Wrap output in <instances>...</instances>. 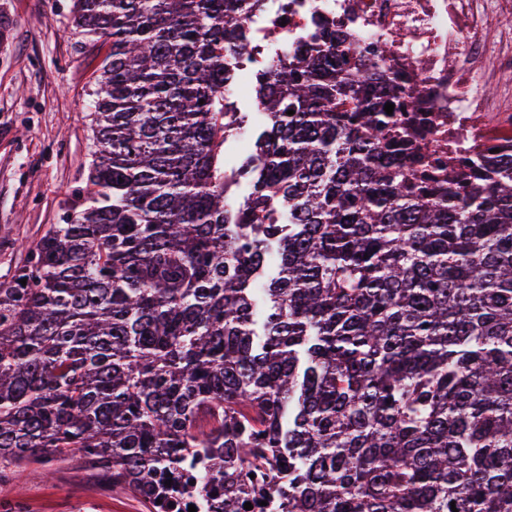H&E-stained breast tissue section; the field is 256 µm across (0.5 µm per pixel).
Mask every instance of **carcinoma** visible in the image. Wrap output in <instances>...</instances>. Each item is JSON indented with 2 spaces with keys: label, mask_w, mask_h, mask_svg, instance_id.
Returning <instances> with one entry per match:
<instances>
[{
  "label": "carcinoma",
  "mask_w": 512,
  "mask_h": 512,
  "mask_svg": "<svg viewBox=\"0 0 512 512\" xmlns=\"http://www.w3.org/2000/svg\"><path fill=\"white\" fill-rule=\"evenodd\" d=\"M260 2L74 0L108 47L89 189L0 283V474L77 457L153 512H512V161L438 181L419 91L328 28L255 73L237 200Z\"/></svg>",
  "instance_id": "carcinoma-1"
}]
</instances>
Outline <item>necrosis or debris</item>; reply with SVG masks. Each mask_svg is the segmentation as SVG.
<instances>
[{
	"mask_svg": "<svg viewBox=\"0 0 512 512\" xmlns=\"http://www.w3.org/2000/svg\"><path fill=\"white\" fill-rule=\"evenodd\" d=\"M512 0H265L242 32L238 71L295 58L318 26L341 30L371 72L420 96L416 115L432 156L456 166L469 154L512 156V98L486 85L512 66V33L495 29Z\"/></svg>",
	"mask_w": 512,
	"mask_h": 512,
	"instance_id": "obj_1",
	"label": "necrosis or debris"
}]
</instances>
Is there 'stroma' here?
<instances>
[{
    "mask_svg": "<svg viewBox=\"0 0 512 512\" xmlns=\"http://www.w3.org/2000/svg\"><path fill=\"white\" fill-rule=\"evenodd\" d=\"M72 0H0V282L87 185L89 92L102 54L80 46ZM151 512L79 459L0 481V512Z\"/></svg>",
    "mask_w": 512,
    "mask_h": 512,
    "instance_id": "1",
    "label": "stroma"
}]
</instances>
